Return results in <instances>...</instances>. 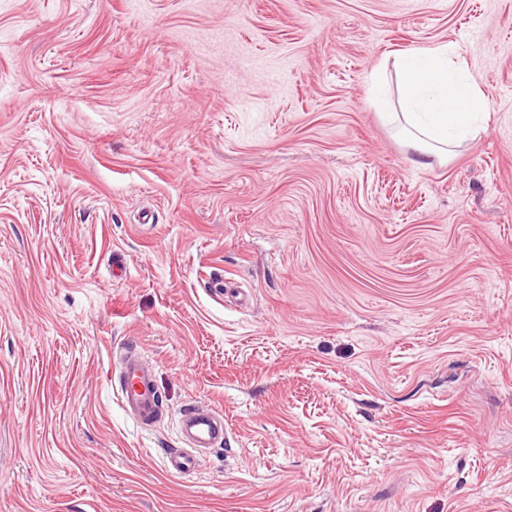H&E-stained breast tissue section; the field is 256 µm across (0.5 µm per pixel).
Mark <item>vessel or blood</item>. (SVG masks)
I'll use <instances>...</instances> for the list:
<instances>
[{
  "mask_svg": "<svg viewBox=\"0 0 512 512\" xmlns=\"http://www.w3.org/2000/svg\"><path fill=\"white\" fill-rule=\"evenodd\" d=\"M120 376L119 400L125 413L142 428L148 429L160 419L155 369L134 350H125L116 364ZM183 447L167 455L173 472L186 475L200 463L199 451L223 445L227 434L222 412L202 406L183 411L179 419Z\"/></svg>",
  "mask_w": 512,
  "mask_h": 512,
  "instance_id": "b4317fda",
  "label": "vessel or blood"
}]
</instances>
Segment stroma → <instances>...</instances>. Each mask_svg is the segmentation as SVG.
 <instances>
[{
	"label": "stroma",
	"instance_id": "obj_1",
	"mask_svg": "<svg viewBox=\"0 0 512 512\" xmlns=\"http://www.w3.org/2000/svg\"><path fill=\"white\" fill-rule=\"evenodd\" d=\"M441 44L420 166L370 75ZM0 512H512V0H0ZM371 77L380 90L395 81L396 102L383 98L382 105L402 120L410 146L424 159L448 155L458 145L459 135L471 128L475 115L485 112L481 88L465 76L447 45L398 53L392 70L386 58ZM115 368L120 376L118 394L121 407L142 428L153 427L161 418L155 368L141 353L130 349L120 355ZM179 429L187 448H174L167 458L173 472L181 475L198 468L200 458L196 453L222 446L227 439L224 415L212 408L192 406L185 409L179 419Z\"/></svg>",
	"mask_w": 512,
	"mask_h": 512
}]
</instances>
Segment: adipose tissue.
<instances>
[{"label":"adipose tissue","instance_id":"ef3b65f1","mask_svg":"<svg viewBox=\"0 0 512 512\" xmlns=\"http://www.w3.org/2000/svg\"><path fill=\"white\" fill-rule=\"evenodd\" d=\"M372 80L381 88L395 85L396 99L382 105L397 112L411 147L426 159L450 153L485 109L481 88L444 45L396 54L392 64L373 71Z\"/></svg>","mask_w":512,"mask_h":512}]
</instances>
